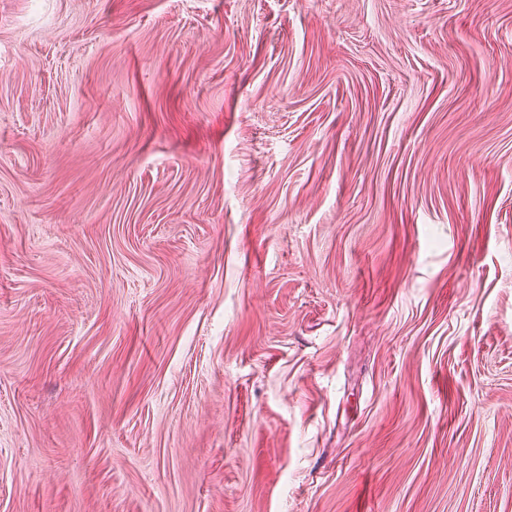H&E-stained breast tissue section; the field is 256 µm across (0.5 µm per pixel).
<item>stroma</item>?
Masks as SVG:
<instances>
[{"mask_svg": "<svg viewBox=\"0 0 512 512\" xmlns=\"http://www.w3.org/2000/svg\"><path fill=\"white\" fill-rule=\"evenodd\" d=\"M0 512H512V0H0Z\"/></svg>", "mask_w": 512, "mask_h": 512, "instance_id": "obj_1", "label": "stroma"}]
</instances>
